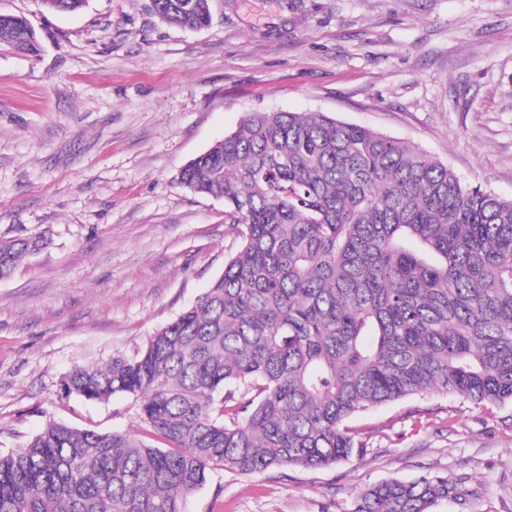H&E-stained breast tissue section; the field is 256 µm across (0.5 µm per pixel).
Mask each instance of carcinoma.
Returning <instances> with one entry per match:
<instances>
[{
  "label": "carcinoma",
  "mask_w": 512,
  "mask_h": 512,
  "mask_svg": "<svg viewBox=\"0 0 512 512\" xmlns=\"http://www.w3.org/2000/svg\"><path fill=\"white\" fill-rule=\"evenodd\" d=\"M87 0H44L75 12ZM200 29L211 0H151ZM0 45L39 50L0 13ZM242 240L194 305L131 357L73 369L67 394L139 402L141 432L53 419L0 454V512H184L213 470H317L360 457L350 421L435 392L512 402V200L408 141L320 112H255L181 172ZM46 245L0 240V280ZM474 492L391 479L336 512H431Z\"/></svg>",
  "instance_id": "cac0c4a2"
}]
</instances>
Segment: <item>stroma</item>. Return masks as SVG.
I'll return each instance as SVG.
<instances>
[{
  "mask_svg": "<svg viewBox=\"0 0 512 512\" xmlns=\"http://www.w3.org/2000/svg\"><path fill=\"white\" fill-rule=\"evenodd\" d=\"M150 0L25 16L37 55L0 46V239L46 247L0 280V453L47 419L140 431L135 397L89 401L67 374L134 355L239 245L223 200L180 173L252 112H321L417 145L512 200V0H212L174 27ZM363 457L318 470H218L185 512H334L389 479L458 474L480 493L432 512H512V402L451 394L373 408Z\"/></svg>",
  "mask_w": 512,
  "mask_h": 512,
  "instance_id": "stroma-1",
  "label": "stroma"
}]
</instances>
